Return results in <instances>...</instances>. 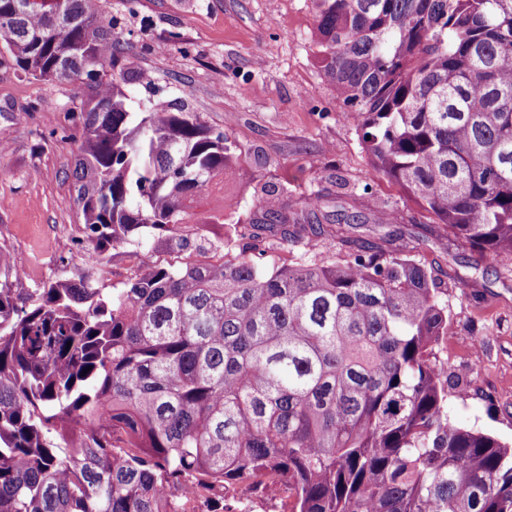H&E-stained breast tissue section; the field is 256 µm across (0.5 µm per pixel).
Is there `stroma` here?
I'll return each mask as SVG.
<instances>
[{
  "label": "stroma",
  "mask_w": 512,
  "mask_h": 512,
  "mask_svg": "<svg viewBox=\"0 0 512 512\" xmlns=\"http://www.w3.org/2000/svg\"><path fill=\"white\" fill-rule=\"evenodd\" d=\"M129 91L184 109L224 132L241 155L224 184L227 224L246 222L270 193L320 196L321 211L398 214L401 246L437 278L448 331L436 350L448 362V413L459 425L512 442V265L461 247L446 225L377 173L359 123L340 108L317 61L314 0H104ZM150 89L137 83L139 74ZM83 89L18 71L0 59V247L24 255L28 275L12 283L27 297L44 281L79 280L82 260L70 174L77 145L68 120ZM117 250L105 288L123 287L149 262Z\"/></svg>",
  "instance_id": "stroma-1"
}]
</instances>
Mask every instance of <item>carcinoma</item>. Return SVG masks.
I'll return each mask as SVG.
<instances>
[{
  "label": "carcinoma",
  "instance_id": "carcinoma-1",
  "mask_svg": "<svg viewBox=\"0 0 512 512\" xmlns=\"http://www.w3.org/2000/svg\"><path fill=\"white\" fill-rule=\"evenodd\" d=\"M318 57L372 167L464 245L512 261V0H316ZM102 0H0L26 75L86 93L72 172L86 247L162 240L196 260L127 287L49 280L20 303L0 248V512H180L194 492L279 484L290 512H512V446L448 415L428 270L371 240L398 216L268 195L272 244L352 246L268 268L224 223L222 131L130 111ZM87 374H82L83 370Z\"/></svg>",
  "mask_w": 512,
  "mask_h": 512
}]
</instances>
